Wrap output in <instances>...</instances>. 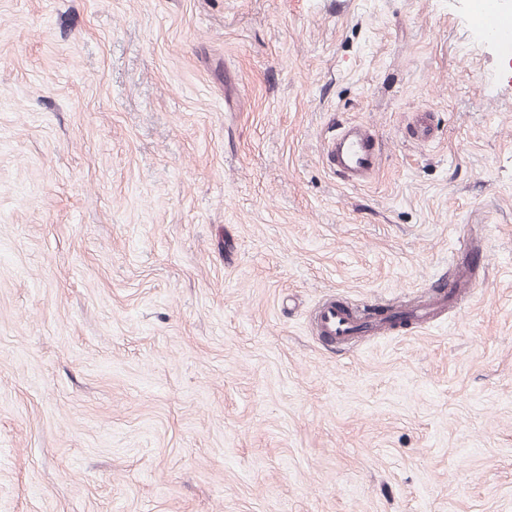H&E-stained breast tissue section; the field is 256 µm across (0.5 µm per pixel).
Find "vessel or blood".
I'll return each mask as SVG.
<instances>
[{
  "label": "vessel or blood",
  "instance_id": "vessel-or-blood-1",
  "mask_svg": "<svg viewBox=\"0 0 512 512\" xmlns=\"http://www.w3.org/2000/svg\"><path fill=\"white\" fill-rule=\"evenodd\" d=\"M498 0H487L477 23L497 34L502 42L512 41V30L499 24ZM326 157L331 169L344 182L362 184L380 168L381 148L375 132L363 125L348 124L340 128L327 143ZM444 305L442 295L431 293L427 298L399 302L390 312L416 323H427ZM316 336L329 343L349 345L371 333L384 330V323L375 321L364 307L348 305L329 297L318 303L311 317Z\"/></svg>",
  "mask_w": 512,
  "mask_h": 512
}]
</instances>
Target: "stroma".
I'll return each instance as SVG.
<instances>
[{"label": "stroma", "instance_id": "1", "mask_svg": "<svg viewBox=\"0 0 512 512\" xmlns=\"http://www.w3.org/2000/svg\"><path fill=\"white\" fill-rule=\"evenodd\" d=\"M477 13L0 0V512H512V64ZM464 235L430 323L315 336ZM328 140L326 157L336 176L350 184L367 182L380 168L381 148L375 132L348 124ZM377 316L365 307L349 306L333 297L323 299L314 309L311 324L316 336L331 344L349 345L372 332L390 328L389 323L373 321Z\"/></svg>", "mask_w": 512, "mask_h": 512}]
</instances>
